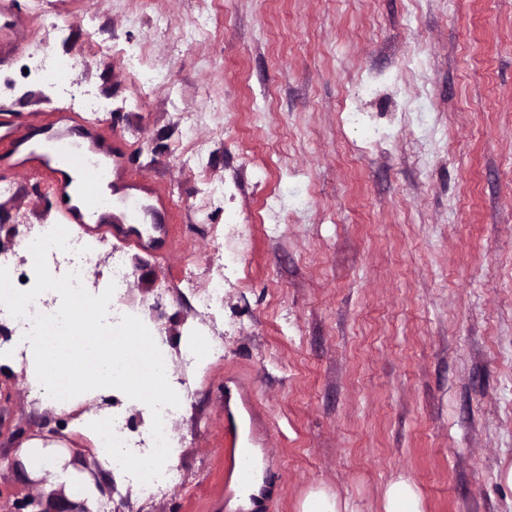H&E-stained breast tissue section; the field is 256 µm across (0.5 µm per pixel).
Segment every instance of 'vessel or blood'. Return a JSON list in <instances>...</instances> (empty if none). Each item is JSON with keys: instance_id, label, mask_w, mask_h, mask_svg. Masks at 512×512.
<instances>
[{"instance_id": "vessel-or-blood-1", "label": "vessel or blood", "mask_w": 512, "mask_h": 512, "mask_svg": "<svg viewBox=\"0 0 512 512\" xmlns=\"http://www.w3.org/2000/svg\"><path fill=\"white\" fill-rule=\"evenodd\" d=\"M25 36L10 0H0V63ZM22 171L41 175L63 223L108 229L134 246H144L139 224L146 208L125 188L122 155L103 122L76 120L68 113L30 119L1 114L0 178L8 180ZM246 431L242 422L224 430L228 470L242 488L249 487L255 475L254 460L240 450Z\"/></svg>"}]
</instances>
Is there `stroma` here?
I'll return each instance as SVG.
<instances>
[{
	"label": "stroma",
	"instance_id": "1",
	"mask_svg": "<svg viewBox=\"0 0 512 512\" xmlns=\"http://www.w3.org/2000/svg\"><path fill=\"white\" fill-rule=\"evenodd\" d=\"M125 7L14 0L28 32L0 66V113L98 117L169 198L171 247L107 242L131 271L122 295L162 314L182 485L144 497L97 467L72 414L36 406L5 366L0 512L32 495L65 505L13 463L33 437L74 448L112 512H236L235 385L280 475L253 512H300L317 488L383 512L400 476L423 512H512V0H149L134 24ZM53 23L60 86L34 72ZM99 44L112 57L88 66ZM181 112L203 115L186 163ZM14 183L0 224H60L36 178ZM222 250L240 254L215 313L224 357L187 364L202 322L175 281Z\"/></svg>",
	"mask_w": 512,
	"mask_h": 512
}]
</instances>
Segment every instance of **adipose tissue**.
<instances>
[{
    "label": "adipose tissue",
    "instance_id": "adipose-tissue-1",
    "mask_svg": "<svg viewBox=\"0 0 512 512\" xmlns=\"http://www.w3.org/2000/svg\"><path fill=\"white\" fill-rule=\"evenodd\" d=\"M99 304L95 294L82 295L85 326L81 335L45 336L31 326L0 345V363L24 362L30 392L43 407L59 408L58 397L64 393L69 397L68 408H76L90 387L101 395H111L112 382L118 377L124 380L128 399L136 402L148 405L168 395V388L161 384L166 369L163 342L144 337L125 359H113L106 346L105 329L93 317ZM109 420L108 411L92 410L81 413L73 426L95 448L104 468L119 473L129 453L105 441L103 430ZM18 459L29 478L46 479L47 489H64L95 512L100 488L93 478L73 467L65 444L32 438L23 444Z\"/></svg>",
    "mask_w": 512,
    "mask_h": 512
}]
</instances>
